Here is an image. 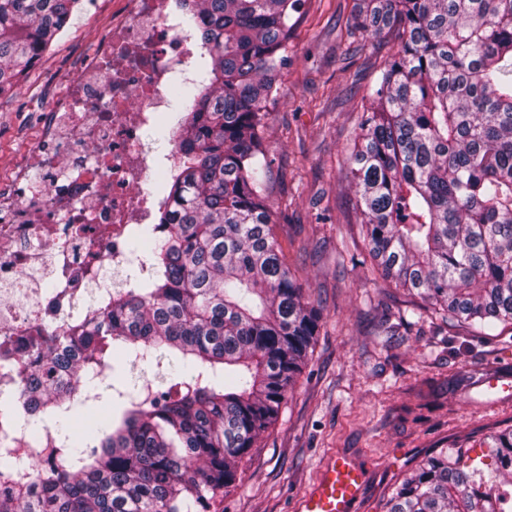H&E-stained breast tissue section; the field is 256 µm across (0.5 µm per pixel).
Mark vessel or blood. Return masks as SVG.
<instances>
[{"label": "vessel or blood", "instance_id": "vessel-or-blood-1", "mask_svg": "<svg viewBox=\"0 0 512 512\" xmlns=\"http://www.w3.org/2000/svg\"><path fill=\"white\" fill-rule=\"evenodd\" d=\"M364 483L361 466L345 457L335 458L299 498L296 512H357Z\"/></svg>", "mask_w": 512, "mask_h": 512}]
</instances>
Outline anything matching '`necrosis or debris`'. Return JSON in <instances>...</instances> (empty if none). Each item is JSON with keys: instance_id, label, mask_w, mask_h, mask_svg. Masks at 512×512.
Segmentation results:
<instances>
[{"instance_id": "4bbe7bcc", "label": "necrosis or debris", "mask_w": 512, "mask_h": 512, "mask_svg": "<svg viewBox=\"0 0 512 512\" xmlns=\"http://www.w3.org/2000/svg\"><path fill=\"white\" fill-rule=\"evenodd\" d=\"M114 2L111 26L46 110L41 181L20 172L0 196V360L31 359L30 337L65 335L101 269L123 273L127 237L163 204L140 185L181 155L170 96L202 73L189 18L177 0ZM162 121L165 152L144 137Z\"/></svg>"}]
</instances>
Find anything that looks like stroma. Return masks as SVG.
I'll return each mask as SVG.
<instances>
[{
    "mask_svg": "<svg viewBox=\"0 0 512 512\" xmlns=\"http://www.w3.org/2000/svg\"><path fill=\"white\" fill-rule=\"evenodd\" d=\"M113 0L80 9L69 27L0 95V171L35 172L33 144L48 104L78 71L95 32L112 22ZM357 0H298L265 142L274 233L306 296L326 319L275 423L239 465L240 479L210 512H295L300 496L336 455L366 475L359 512H382L390 487L430 451L478 445L512 426V397L480 379L495 367L512 384V329L463 336L418 318V296L372 281L360 216L345 178L347 150L376 76L379 53L347 57ZM394 325L392 338L383 325ZM465 372L474 384L455 386Z\"/></svg>",
    "mask_w": 512,
    "mask_h": 512,
    "instance_id": "stroma-1",
    "label": "stroma"
}]
</instances>
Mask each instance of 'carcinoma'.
Here are the masks:
<instances>
[{"label": "carcinoma", "mask_w": 512, "mask_h": 512, "mask_svg": "<svg viewBox=\"0 0 512 512\" xmlns=\"http://www.w3.org/2000/svg\"><path fill=\"white\" fill-rule=\"evenodd\" d=\"M297 0H194L202 84L185 114L178 169L159 180L164 233L131 235L134 264L72 334L46 338L16 378L19 426L52 431L50 463L0 447V512H210L275 422L306 365L324 309L303 294L273 232L267 102ZM79 0H0V92L66 28ZM355 28L396 34L348 152L345 178L372 272L416 292L447 325L488 336L512 325V0H360ZM107 385L116 402L89 432L70 420ZM486 458L456 443L390 488L386 512H512V426Z\"/></svg>", "instance_id": "obj_1"}]
</instances>
